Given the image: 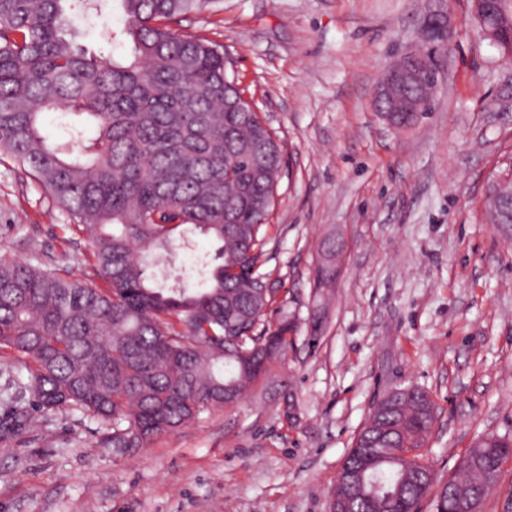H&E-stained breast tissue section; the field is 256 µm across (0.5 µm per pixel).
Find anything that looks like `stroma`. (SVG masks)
<instances>
[{"mask_svg": "<svg viewBox=\"0 0 512 512\" xmlns=\"http://www.w3.org/2000/svg\"><path fill=\"white\" fill-rule=\"evenodd\" d=\"M430 112L390 128L375 86L417 42L426 0H217L182 32L209 37L283 145L265 266L294 342L237 403L146 448H104L78 413L0 437V512H329L336 473L374 401L416 385L437 419L424 457L445 481L478 435L512 429V234L486 193L512 163V61L471 0ZM0 160V259L99 283L89 240ZM337 286H314L328 240ZM323 331L310 341L315 306Z\"/></svg>", "mask_w": 512, "mask_h": 512, "instance_id": "35a3bbf8", "label": "stroma"}]
</instances>
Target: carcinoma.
<instances>
[{
  "instance_id": "1",
  "label": "carcinoma",
  "mask_w": 512,
  "mask_h": 512,
  "mask_svg": "<svg viewBox=\"0 0 512 512\" xmlns=\"http://www.w3.org/2000/svg\"><path fill=\"white\" fill-rule=\"evenodd\" d=\"M214 0H0V159L20 166L77 230L92 232L86 260L105 287L31 262L0 263V352L18 393L44 414L79 412L106 430L110 448H145L224 406L288 351L293 322L266 318L267 226L282 149L228 73L224 51L183 34L181 18ZM104 27L113 49L98 55L68 29V11ZM120 25L112 24L114 13ZM56 114L53 140L43 117ZM81 117L76 123L71 117ZM94 136H84V125ZM200 232L217 243L191 289L169 264ZM316 286L336 280V247ZM272 356L241 366L229 339ZM22 401L6 433L28 421ZM429 430L420 401L387 403L354 438L346 463L365 483L342 488L352 512H412L418 470L374 449L397 448ZM469 455L488 466L512 456V434Z\"/></svg>"
}]
</instances>
